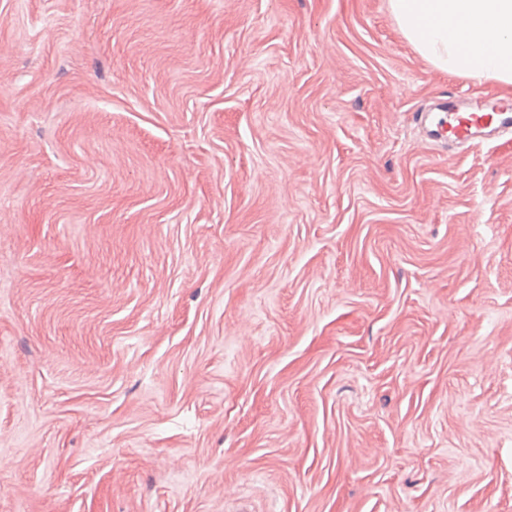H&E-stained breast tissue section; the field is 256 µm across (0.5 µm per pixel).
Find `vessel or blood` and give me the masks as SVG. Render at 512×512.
<instances>
[{
	"label": "vessel or blood",
	"instance_id": "1",
	"mask_svg": "<svg viewBox=\"0 0 512 512\" xmlns=\"http://www.w3.org/2000/svg\"><path fill=\"white\" fill-rule=\"evenodd\" d=\"M419 124L438 141L462 143L476 138L512 134V114L504 112H459L454 105H440L437 111L418 113Z\"/></svg>",
	"mask_w": 512,
	"mask_h": 512
}]
</instances>
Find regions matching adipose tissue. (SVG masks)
I'll list each match as a JSON object with an SVG mask.
<instances>
[{
	"label": "adipose tissue",
	"mask_w": 512,
	"mask_h": 512,
	"mask_svg": "<svg viewBox=\"0 0 512 512\" xmlns=\"http://www.w3.org/2000/svg\"><path fill=\"white\" fill-rule=\"evenodd\" d=\"M389 8L441 71L512 85V0H389Z\"/></svg>",
	"instance_id": "obj_1"
}]
</instances>
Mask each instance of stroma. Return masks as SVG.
<instances>
[{
    "instance_id": "stroma-1",
    "label": "stroma",
    "mask_w": 512,
    "mask_h": 512,
    "mask_svg": "<svg viewBox=\"0 0 512 512\" xmlns=\"http://www.w3.org/2000/svg\"><path fill=\"white\" fill-rule=\"evenodd\" d=\"M484 93L388 0H0V512H512ZM455 112V105H438L439 112H419V124H424L427 134L445 143H462L481 138L500 137L512 134V113L500 112ZM510 114V115H507Z\"/></svg>"
}]
</instances>
